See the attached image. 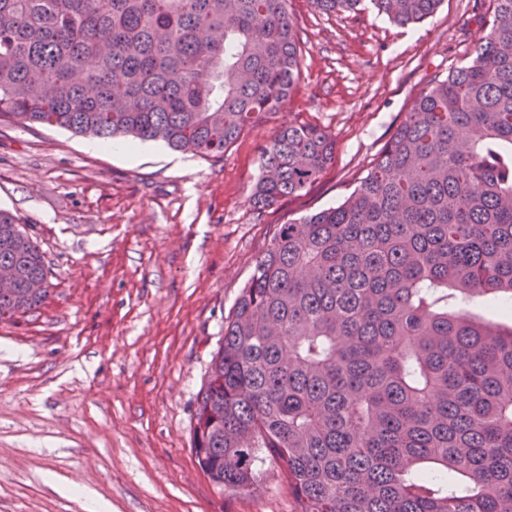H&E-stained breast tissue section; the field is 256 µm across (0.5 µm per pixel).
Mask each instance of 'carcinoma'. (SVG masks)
Here are the masks:
<instances>
[{
  "label": "carcinoma",
  "mask_w": 512,
  "mask_h": 512,
  "mask_svg": "<svg viewBox=\"0 0 512 512\" xmlns=\"http://www.w3.org/2000/svg\"><path fill=\"white\" fill-rule=\"evenodd\" d=\"M371 2L407 25L441 0ZM485 23L342 203L276 225L196 395L192 453L224 491L273 465L296 512H512V0ZM300 52L288 0H0V123L221 155L285 106ZM334 154L318 127L282 130L253 205ZM0 266L21 279L1 321L45 303L25 287L44 257L2 209Z\"/></svg>",
  "instance_id": "1"
}]
</instances>
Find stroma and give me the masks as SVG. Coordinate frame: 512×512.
Listing matches in <instances>:
<instances>
[{
    "instance_id": "35a3bbf8",
    "label": "stroma",
    "mask_w": 512,
    "mask_h": 512,
    "mask_svg": "<svg viewBox=\"0 0 512 512\" xmlns=\"http://www.w3.org/2000/svg\"><path fill=\"white\" fill-rule=\"evenodd\" d=\"M301 77L220 157L160 141L127 155L70 131L0 124V208L46 264V303L0 321V512H294L276 468L227 493L191 452L195 398L224 319L275 225L343 201L432 79L470 59L489 0L399 25L368 4L288 6ZM333 161L259 209L262 151L291 124Z\"/></svg>"
}]
</instances>
